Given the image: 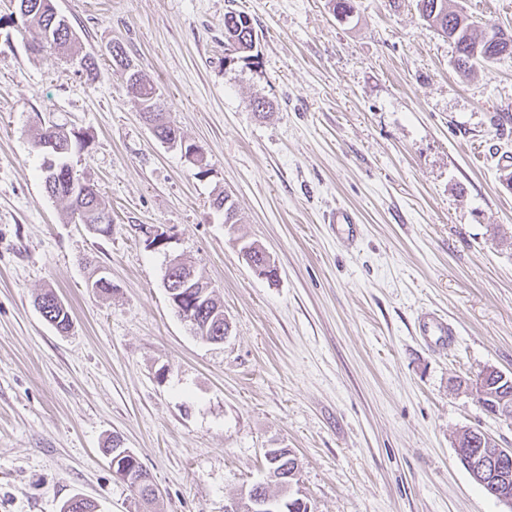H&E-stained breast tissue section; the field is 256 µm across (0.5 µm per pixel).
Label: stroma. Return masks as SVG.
I'll return each instance as SVG.
<instances>
[{"instance_id":"1","label":"stroma","mask_w":512,"mask_h":512,"mask_svg":"<svg viewBox=\"0 0 512 512\" xmlns=\"http://www.w3.org/2000/svg\"><path fill=\"white\" fill-rule=\"evenodd\" d=\"M63 58L0 0V512H224L288 448L311 512H512L461 462L469 428L512 448V420L468 383L512 376V58L470 75L416 0H53ZM246 13L253 63L224 66V13ZM122 43L168 118L206 155L200 177L159 141L112 66ZM95 56L86 72L79 61ZM263 98L270 112H253ZM83 132L75 158L112 234L66 219L42 180L38 127ZM229 193L238 221L214 198ZM351 208L356 239L326 214ZM164 232L149 247L144 228ZM262 247L273 279L241 248ZM217 288L231 330L194 336L163 284L171 258ZM105 271L110 292L88 288ZM53 289L68 332L35 300ZM447 315L448 347L421 314ZM133 450L158 490L134 498L105 450ZM419 331L421 336L440 349L448 346V336H452V328L448 320L432 311H426L421 316Z\"/></svg>"}]
</instances>
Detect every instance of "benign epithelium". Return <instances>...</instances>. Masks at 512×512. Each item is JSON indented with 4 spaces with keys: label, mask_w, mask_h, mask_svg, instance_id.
I'll use <instances>...</instances> for the list:
<instances>
[{
    "label": "benign epithelium",
    "mask_w": 512,
    "mask_h": 512,
    "mask_svg": "<svg viewBox=\"0 0 512 512\" xmlns=\"http://www.w3.org/2000/svg\"><path fill=\"white\" fill-rule=\"evenodd\" d=\"M170 267L181 273V276H164V287L170 302L177 307H184V302L201 298L213 289V286L199 280L195 271L185 265L181 258H174ZM502 375L494 369H485L471 385L479 397L485 396L486 384L491 379ZM457 452L476 482L480 483L488 493L512 508V492L505 486L509 482L508 473L512 472V448H503L489 433L481 429L466 430V440L457 444ZM290 457L289 453L277 454L271 459V449H265L267 474L270 479H278L286 489H291L297 477L298 463L292 460L285 466H280L283 459ZM112 470L124 482H133L145 490L149 498L157 496V489L151 480L140 475L137 457L126 448H116L110 461ZM249 512H280L281 503L270 498L249 496L247 504Z\"/></svg>",
    "instance_id": "1"
}]
</instances>
